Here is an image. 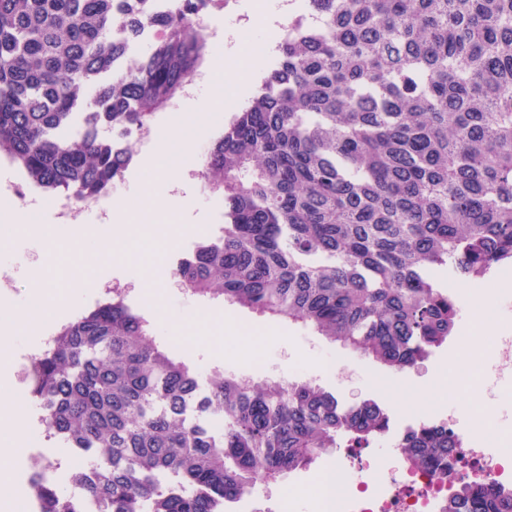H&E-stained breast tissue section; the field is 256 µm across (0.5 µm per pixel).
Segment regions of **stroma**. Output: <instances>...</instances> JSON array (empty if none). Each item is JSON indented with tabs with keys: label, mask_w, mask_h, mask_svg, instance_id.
I'll list each match as a JSON object with an SVG mask.
<instances>
[{
	"label": "stroma",
	"mask_w": 512,
	"mask_h": 512,
	"mask_svg": "<svg viewBox=\"0 0 512 512\" xmlns=\"http://www.w3.org/2000/svg\"><path fill=\"white\" fill-rule=\"evenodd\" d=\"M211 94L210 87L198 86L192 98H179L154 119L155 126L160 129L189 125L191 148L199 160L221 134L228 118L227 113L215 112L207 125L192 126V113ZM147 160L146 151L135 154L117 193L121 201L139 199L142 205L140 218L107 223L89 211L78 223L70 225V245L85 247L86 252L81 261L70 265L67 271L66 282L73 287L69 316H76L99 299V283L118 282L126 287L127 303L155 326L159 338L169 342L178 358L201 373L218 368L256 381L314 378L320 387L340 400L370 398L382 403L391 415V435L372 440L368 447L354 449L348 448L346 439H339L337 447L327 449L309 467L285 474L273 482L255 484L248 498L234 504V512H279L280 502L284 499L292 502L293 512H317L312 498L317 475L349 456L355 466L350 470L349 482L344 483L339 493L340 499H347L353 481L360 478L358 462L389 456L395 435L448 411L466 416L472 409H480L490 421L487 429L490 440L503 435L507 418L512 415V387L487 397L480 388L464 385L458 393L444 395L441 401L423 408H403L397 397L398 391L412 392L421 386L432 385L449 373L455 362L465 361L477 369L492 371L496 349L488 342L480 346L474 343L480 325L473 302L484 286L483 281L464 284L448 271H437V278L455 296L460 307L454 334L447 345L417 367L388 371L360 352L331 343L310 329L218 301H207L180 287L174 278L179 258L201 237L220 233L224 225V201L220 195L207 191L200 178L189 172L169 181L161 180L156 192H148L146 183L151 174ZM131 239L149 241L157 246L148 273L156 284L157 306H149L136 284L139 268L102 257L105 247H114ZM59 259L54 238L23 231L12 233L8 248L0 250V308H23L34 282L47 275ZM86 278L91 280V287H82L81 282ZM209 314L223 316L227 326L237 327L242 332L251 330L263 337L264 343L258 354L248 356L236 351L234 338L229 334L223 337L226 347L222 350L217 349L213 340L198 338L197 332L205 326V317ZM47 336V331L40 330L8 337L4 346L7 361L0 363V373H7L15 389L26 387L17 375V362L21 357L38 353ZM340 366L352 370V379L338 377L336 369ZM27 407V430L40 432L41 438L36 443L25 442L23 453L10 461L13 495L18 498L27 492L43 461L52 462V478L60 492L70 493L73 488L70 480L72 458L67 447L62 441L45 438L42 409L32 401Z\"/></svg>",
	"instance_id": "obj_1"
}]
</instances>
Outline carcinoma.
Instances as JSON below:
<instances>
[{
	"mask_svg": "<svg viewBox=\"0 0 512 512\" xmlns=\"http://www.w3.org/2000/svg\"><path fill=\"white\" fill-rule=\"evenodd\" d=\"M216 0L153 17L115 0H0V157L45 193H110L132 156L100 125L152 124L200 72ZM288 37L198 175L221 235L175 270L191 294L309 328L396 371L448 343L459 313L432 275L512 265V0H289ZM156 38L123 71L143 28ZM24 379L49 436L94 459L99 512H231L256 481L365 448L387 409L306 381L199 374L117 289L60 325ZM224 416L213 431L200 420ZM448 473L435 423L400 443ZM37 512H79L43 477ZM443 512H512V487L462 482Z\"/></svg>",
	"mask_w": 512,
	"mask_h": 512,
	"instance_id": "1",
	"label": "carcinoma"
}]
</instances>
